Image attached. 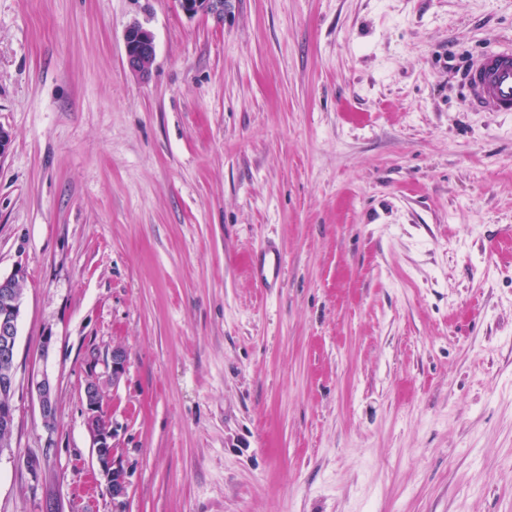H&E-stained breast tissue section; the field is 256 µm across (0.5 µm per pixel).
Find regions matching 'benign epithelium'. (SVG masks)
<instances>
[{"label":"benign epithelium","instance_id":"obj_1","mask_svg":"<svg viewBox=\"0 0 512 512\" xmlns=\"http://www.w3.org/2000/svg\"><path fill=\"white\" fill-rule=\"evenodd\" d=\"M182 13L192 19L197 16L223 17L228 0H174ZM125 59L128 70L144 78L148 75L155 55L153 33L139 22L131 23L124 32ZM21 273L16 272L0 278V454L10 448V437L15 426L12 397L16 390V358L18 321L20 316L21 292L17 288ZM127 364V352L112 349V383H117ZM34 389L41 419L50 424L56 420L57 399L55 386L47 376L31 382ZM87 410V428L93 440L99 475L104 481L106 492L112 498L116 512H122L129 482L128 471L117 456V445L112 423L105 415L102 385L95 372H90L84 389Z\"/></svg>","mask_w":512,"mask_h":512}]
</instances>
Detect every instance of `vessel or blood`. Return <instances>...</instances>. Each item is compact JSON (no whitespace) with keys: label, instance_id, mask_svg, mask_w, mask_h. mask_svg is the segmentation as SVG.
<instances>
[{"label":"vessel or blood","instance_id":"b4317fda","mask_svg":"<svg viewBox=\"0 0 512 512\" xmlns=\"http://www.w3.org/2000/svg\"><path fill=\"white\" fill-rule=\"evenodd\" d=\"M468 108L484 112H512V46L489 48L474 58L464 72ZM251 274L262 287L281 283L284 263L277 248H265Z\"/></svg>","mask_w":512,"mask_h":512}]
</instances>
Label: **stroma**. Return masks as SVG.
Wrapping results in <instances>:
<instances>
[{
    "instance_id": "obj_1",
    "label": "stroma",
    "mask_w": 512,
    "mask_h": 512,
    "mask_svg": "<svg viewBox=\"0 0 512 512\" xmlns=\"http://www.w3.org/2000/svg\"><path fill=\"white\" fill-rule=\"evenodd\" d=\"M505 44L512 0H0V276L23 273L0 512H114L94 358L125 512H512V114L459 84ZM182 13L192 19L197 16L223 17L228 0H175ZM125 59L128 70L144 78L155 55L153 33L140 22L131 23L124 32ZM251 274L262 287L272 288L280 284L284 276L282 254L276 247L265 248L253 263ZM94 369L89 368V380L84 389L87 428L93 440L92 448L106 492L112 498L116 512H122L129 488L128 471L118 459L114 429L105 415L102 385ZM31 389L35 391L41 419L43 423L50 424L56 420L57 416V399L55 386L46 376L40 380L31 382Z\"/></svg>"
}]
</instances>
